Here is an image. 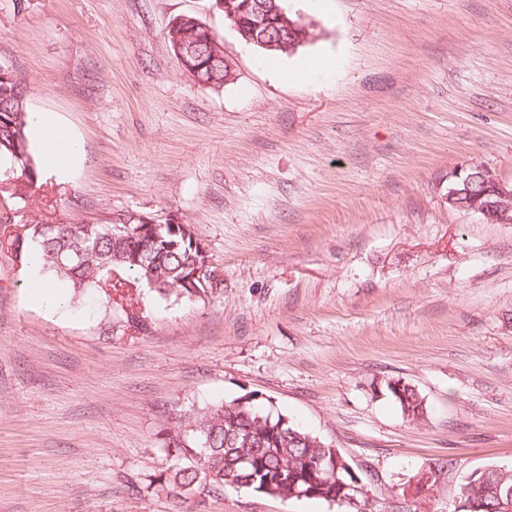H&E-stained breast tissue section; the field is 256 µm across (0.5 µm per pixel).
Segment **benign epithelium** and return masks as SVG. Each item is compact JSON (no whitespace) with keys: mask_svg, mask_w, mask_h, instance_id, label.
Masks as SVG:
<instances>
[{"mask_svg":"<svg viewBox=\"0 0 512 512\" xmlns=\"http://www.w3.org/2000/svg\"><path fill=\"white\" fill-rule=\"evenodd\" d=\"M218 6L235 30L248 43L266 45L263 36L269 30V17L249 10L248 4L240 0H219ZM478 175L462 165L448 176V205L467 213L476 214L491 224H512V183L499 178L485 166H478ZM480 178L484 192L474 196L470 192L471 182Z\"/></svg>","mask_w":512,"mask_h":512,"instance_id":"benign-epithelium-1","label":"benign epithelium"}]
</instances>
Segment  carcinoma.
<instances>
[{
	"instance_id": "cac0c4a2",
	"label": "carcinoma",
	"mask_w": 512,
	"mask_h": 512,
	"mask_svg": "<svg viewBox=\"0 0 512 512\" xmlns=\"http://www.w3.org/2000/svg\"><path fill=\"white\" fill-rule=\"evenodd\" d=\"M270 15L268 41L279 42L299 37L305 25L289 15L282 0H252ZM172 48L185 44L192 53L180 68L200 82L224 86V50L198 19L181 16L167 31ZM26 98L12 74L0 68V163L9 175L0 172V198L10 206L26 200L39 180L28 137ZM14 217L0 215V247L26 266L39 253L42 269L66 282L73 292L92 283L107 282L116 267L133 280L162 294L190 300L196 297L187 282L196 268L206 266V255L195 234H186L183 225H168L156 230L138 219L124 225L125 231L112 239V222L104 224H64L37 222L24 224L23 233L10 231ZM382 391L400 407L404 416L419 419L426 413L423 399L414 386L400 379L387 380ZM252 437L257 451L250 463L236 464L244 437ZM168 454L180 460L167 472L168 485L179 491L224 488L226 481L238 482L243 489L264 496L277 493L291 498L294 490L306 499L334 503L344 512H360L345 500L348 492L329 482L312 464L332 457L328 445L281 415L276 417L256 409L247 400L214 405L178 425L169 434ZM498 468L489 469L486 480L469 475L461 485L473 493L476 512H502L500 498L512 490V476L499 481Z\"/></svg>"
}]
</instances>
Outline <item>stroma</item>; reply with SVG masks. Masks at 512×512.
<instances>
[{"mask_svg": "<svg viewBox=\"0 0 512 512\" xmlns=\"http://www.w3.org/2000/svg\"><path fill=\"white\" fill-rule=\"evenodd\" d=\"M283 6L310 36L271 54L214 0H0V67L81 146L16 222L187 224L216 282L41 299L0 250V512H341L161 485L179 418L247 397L339 449L377 512H453L512 467V224L445 199L464 163L512 182V0ZM182 15L232 83L180 70ZM398 378L423 418L378 392ZM205 28L206 26L193 16H181L171 24L167 31V38L184 72L205 84L222 87L224 82L229 83L235 79L234 64L224 56L223 47L213 37V33ZM182 44H187L186 64L177 54V47ZM188 48H192L191 55L188 54ZM187 62L190 64L188 65ZM190 66L192 70L189 69L188 72Z\"/></svg>", "mask_w": 512, "mask_h": 512, "instance_id": "stroma-1", "label": "stroma"}]
</instances>
